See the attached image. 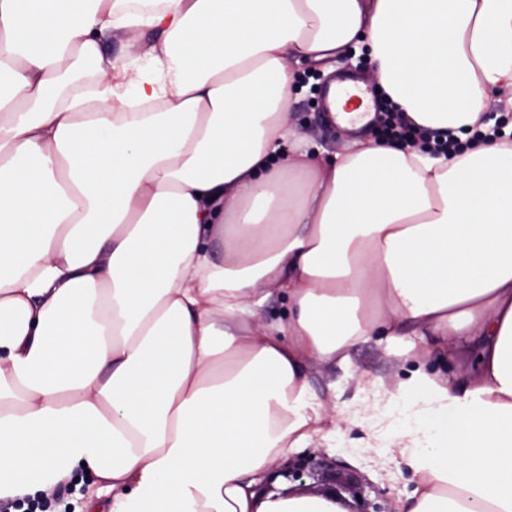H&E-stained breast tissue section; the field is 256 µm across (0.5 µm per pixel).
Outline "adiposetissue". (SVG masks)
<instances>
[{
  "label": "adipose tissue",
  "mask_w": 512,
  "mask_h": 512,
  "mask_svg": "<svg viewBox=\"0 0 512 512\" xmlns=\"http://www.w3.org/2000/svg\"><path fill=\"white\" fill-rule=\"evenodd\" d=\"M158 37L125 63L100 38ZM368 54L449 156L288 112L304 61ZM93 70V97L81 92ZM512 0H0V499L91 476V512H348L269 491L335 448L308 381L375 336L476 360L367 401L407 512H512ZM287 321L257 323L267 286Z\"/></svg>",
  "instance_id": "ef3b65f1"
}]
</instances>
